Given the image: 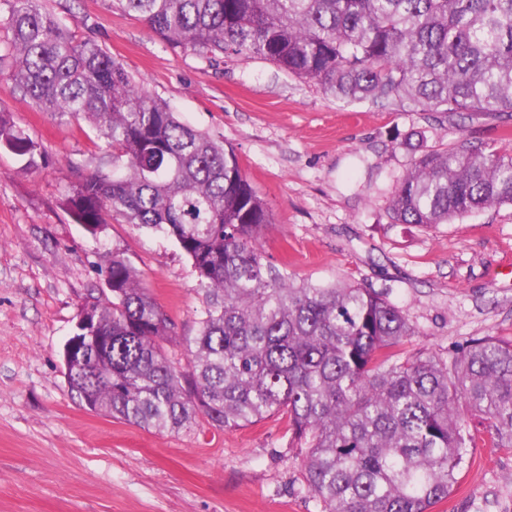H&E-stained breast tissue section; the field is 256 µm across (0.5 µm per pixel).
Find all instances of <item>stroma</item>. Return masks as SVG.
Returning <instances> with one entry per match:
<instances>
[{"instance_id": "obj_1", "label": "stroma", "mask_w": 512, "mask_h": 512, "mask_svg": "<svg viewBox=\"0 0 512 512\" xmlns=\"http://www.w3.org/2000/svg\"><path fill=\"white\" fill-rule=\"evenodd\" d=\"M43 6L234 150L271 213L260 246L272 265L298 280L384 293L416 330L411 350L449 359L470 339L512 338V206L433 228L394 223L387 211L422 149L512 151L501 119L347 104L266 60L208 62L111 0ZM0 108L42 151L30 168L0 148V512H322L278 418L158 433L71 393L61 351L86 297L105 291L99 268L112 253L135 268L178 335H196L203 295L171 239L118 212L93 232L60 206L80 176L112 172V151L87 121L42 112L6 71ZM432 512H512V451L479 444Z\"/></svg>"}]
</instances>
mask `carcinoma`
Segmentation results:
<instances>
[{
    "label": "carcinoma",
    "mask_w": 512,
    "mask_h": 512,
    "mask_svg": "<svg viewBox=\"0 0 512 512\" xmlns=\"http://www.w3.org/2000/svg\"><path fill=\"white\" fill-rule=\"evenodd\" d=\"M169 44L209 62L269 60L346 103L512 118V0H116ZM0 64L43 112L84 119L112 147V175L67 187L62 206L96 231L119 211L175 241L205 295L198 332L175 324L118 254L101 269L64 367L80 402L115 420L180 432L277 416L304 450L323 512H429L452 493L476 442L512 449V339L471 340L451 361L408 352L414 328L381 293L296 281L268 264L269 210L234 150L180 121L98 43L42 0H0ZM39 146L0 108V147ZM512 205V153L424 149L388 198L402 224H450ZM183 348L186 370L167 344Z\"/></svg>",
    "instance_id": "1"
}]
</instances>
